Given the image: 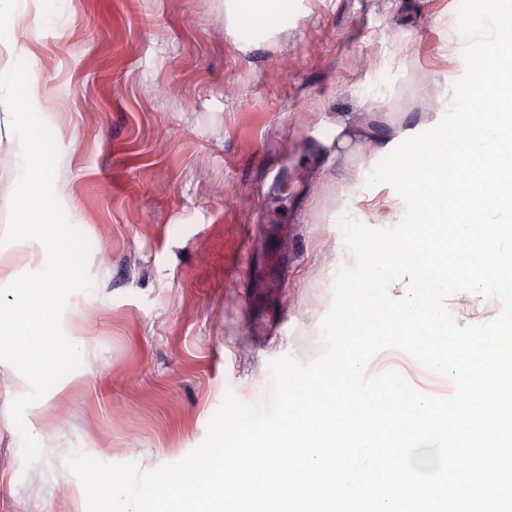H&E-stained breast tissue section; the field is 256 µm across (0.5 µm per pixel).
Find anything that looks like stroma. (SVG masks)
<instances>
[{"label":"stroma","mask_w":512,"mask_h":512,"mask_svg":"<svg viewBox=\"0 0 512 512\" xmlns=\"http://www.w3.org/2000/svg\"><path fill=\"white\" fill-rule=\"evenodd\" d=\"M0 69L30 76L24 111L52 147L48 216L70 238L73 285L51 329L70 358L34 381L0 344V512H87L77 454L147 471L205 439L226 392L273 402V363L322 353L345 206L388 214L386 183L336 180V117L378 131L439 112L416 94L466 72L448 56L457 0H294L274 29L245 31L225 0H0ZM0 84V238L24 233L14 153L27 130ZM459 325L501 303L452 297ZM417 391L454 385L404 350L367 361Z\"/></svg>","instance_id":"35a3bbf8"}]
</instances>
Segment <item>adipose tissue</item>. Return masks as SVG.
<instances>
[{"mask_svg": "<svg viewBox=\"0 0 512 512\" xmlns=\"http://www.w3.org/2000/svg\"><path fill=\"white\" fill-rule=\"evenodd\" d=\"M402 132V127L398 126L383 135L375 133L361 113L337 117V180L344 184L352 182L353 176L346 167V159L358 149L361 140H369L373 152L378 153ZM49 159L47 144L38 136H30L21 157V169L27 184L22 206L28 217V228L42 235V256L49 261L45 277L29 280L14 276L9 271V249L0 245V287L5 285L13 291V302L8 313L0 314V341L13 344L18 337H27L28 342L23 349L33 361L31 374L37 380L46 379L61 362L60 357L47 353L43 348L48 336L44 322L51 316L60 293L69 286L66 258L70 242L63 226L47 219L43 204L45 184L42 170Z\"/></svg>", "mask_w": 512, "mask_h": 512, "instance_id": "1", "label": "adipose tissue"}]
</instances>
